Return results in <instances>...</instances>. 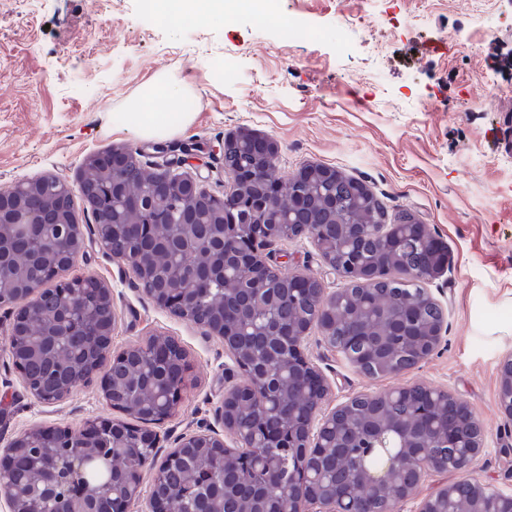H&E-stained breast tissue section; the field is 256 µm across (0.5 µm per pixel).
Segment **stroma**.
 <instances>
[{
    "label": "stroma",
    "instance_id": "stroma-1",
    "mask_svg": "<svg viewBox=\"0 0 512 512\" xmlns=\"http://www.w3.org/2000/svg\"><path fill=\"white\" fill-rule=\"evenodd\" d=\"M277 0L278 15L307 19L309 40L256 25L248 11L202 13L168 24L139 0H0V190L47 175L77 184L86 159L112 147L158 156L196 153L185 166L209 192L231 186L217 145L248 128L280 144L278 174L321 164L362 181L389 214L407 210L448 244L450 270L427 289L447 331L415 367L380 378L356 371L312 333L307 354L326 378V409L363 393L422 384L467 402L485 433L471 471L512 493V422L497 405V368L512 356V0ZM181 87L162 112H190L172 134L128 127L131 103L159 79ZM87 248L65 277L92 275L112 290L119 320L113 350L171 336L187 352L189 382L161 424L163 448L218 424L225 386L243 375L223 342L159 308L128 268L96 243L95 221L73 197ZM273 260L308 273L327 291L341 282L308 238L276 242ZM0 309V448L36 426L80 425L111 415L99 382L44 404L24 388Z\"/></svg>",
    "mask_w": 512,
    "mask_h": 512
}]
</instances>
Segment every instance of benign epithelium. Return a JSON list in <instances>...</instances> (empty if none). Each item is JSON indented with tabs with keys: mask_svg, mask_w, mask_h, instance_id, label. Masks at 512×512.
<instances>
[{
	"mask_svg": "<svg viewBox=\"0 0 512 512\" xmlns=\"http://www.w3.org/2000/svg\"><path fill=\"white\" fill-rule=\"evenodd\" d=\"M237 141L251 162L230 170L234 184L257 182L266 186L272 202L281 199L283 186L276 174V161L280 147L278 141L269 134L250 129L236 133ZM141 152L132 148H116L91 156V165L112 176L111 190L107 196L95 195L91 206L95 209L113 211L131 208L143 212V197L165 195L169 191L178 192L186 205L192 209L210 201L221 213H228L244 206L238 191L233 190L222 198L209 194L202 181L191 175L171 173L170 168L178 165L174 160L166 161L150 171L147 189L136 195H129L119 180L122 172L130 167L141 166ZM35 193L29 185L21 184L9 194H0V223L14 226L19 235L37 238L39 254L43 258L65 257L74 264L83 255L84 233L74 218L65 214L59 206L40 207L34 203ZM307 208L306 200L295 193L288 214H279V220L271 224L228 225L219 222L218 233L210 243H201L184 235L170 233L176 241L177 253L187 251L206 252V269L199 267H175L164 288L142 287L143 293L158 307L176 316L194 318L198 302L204 300L209 289V281L214 278L212 268L221 266L227 274L240 269L246 270L245 281L254 290L255 296L264 297L267 307H279L289 301L293 304L304 301L310 294L311 282L315 277L295 273L289 276L292 283L288 296L266 287L263 278L267 272H280L281 266L272 262L271 254L264 253L274 242L293 238L294 225L291 215ZM161 224L156 210H151L141 224H127L119 237H109L97 231V241L112 258L124 262L139 282H144L143 254L136 251L117 253L115 244L128 240L136 241L145 235L155 236ZM325 221L317 215L310 216L306 225V235L314 246L325 254L324 240L327 234ZM347 235L342 248L351 250L355 240L365 233L371 234L380 244L384 253L392 245L412 237H419L429 250L431 261L425 266L409 269L404 276L419 283L431 282L443 277L452 264L448 244L434 236L426 224H348ZM328 269L344 283L364 286L388 279L392 270L378 262H350L338 266L325 261ZM55 266L49 265L46 271L27 281L19 293L8 288L0 289V308L10 310L11 320L7 339L8 349L15 367L23 377L25 387L38 401L45 404L59 402L69 396L88 376L100 383L107 405L135 420H140L138 407L129 403L126 396L118 391L112 379L113 370L122 367L128 353L135 351L142 360L151 361L156 353L146 344H134L123 350H112V333L117 325V314H112L109 322H100L95 309L99 305L112 302L111 290L96 278H84L74 285L57 279L53 273ZM337 293L328 294L323 287L317 288L316 306L311 317L298 323L278 319L274 333L281 343L288 347V371L297 386L302 389L304 402L298 406L280 403L270 389L272 373H259L253 370L251 362L243 357L238 339L257 340L263 336L257 318H242L243 306L224 305V318L219 322L196 320L205 332L224 340L237 367L244 373L245 382L224 390V400L216 410L224 431L207 429L183 434L174 448L159 455L160 435L157 430L133 425L112 417L98 416L85 420L80 426L33 428L12 439L0 448V503H5L9 512H44L43 504L47 497L39 492V487L51 481L56 472L55 460L62 458L63 470L60 479L67 482L64 502L72 512H95L100 505L106 512H128L130 505L142 495L143 470L153 471L152 486L146 500L145 512H174L175 494L163 496L158 488L168 480L173 466L182 458L185 448L200 452L221 449L215 454V461L208 472V486L224 484V471L227 461H237L233 467L239 477L240 490L249 496L256 512H265L263 494L270 488L283 485L278 470L267 464L260 466L259 457L265 448L299 449L293 478L288 481L286 496L288 512H391V508L381 503L378 495L388 486L387 473L396 470L405 475V482L393 487L390 501L403 503L412 498L417 487L432 472L448 470L458 473L456 479L421 501L418 512H452L451 505L460 493H465L470 504L469 512H512V493L497 491L476 479L466 477L473 468L485 447L484 431L473 433L479 425L470 406L449 390H428V404L415 413L424 421L427 432L415 448H395L386 454L383 466L373 469L367 465L368 455L355 459L347 470L346 479L336 485V492L328 494L322 488L323 469L320 458L325 448H333V437L356 440L363 427L350 414L351 402L338 405L329 413L322 411L328 385L323 374L310 362L304 353V344L312 331H318L323 339L342 353L350 364L358 369L363 363L364 351L358 349L356 333H342L336 320ZM52 302L59 318L57 324L47 330V337L54 346H59L68 337L78 336L81 349L85 352L100 351V356L87 364L80 374L72 375L58 382L59 373L52 372L44 378L28 375L22 361V354L28 347L27 331L31 319L35 317L36 304L40 299ZM445 322H438L429 329L428 345L416 352L411 365L415 366L426 359L439 345L445 333ZM189 365L184 361L181 370L152 385L155 398L146 410L145 418L159 425L169 420L175 413L188 379ZM497 404L501 413L512 421V358L501 361L498 368ZM415 391L413 386L398 387L381 394H366L364 398L372 402L396 403L410 398ZM451 404L448 418L437 424L430 422L429 409L437 408L440 402ZM248 402L256 405L257 415L251 427L238 424V407ZM122 431L119 447L137 461L128 468L119 481L111 478L91 482L86 476V464L97 457L99 449L96 441L107 434ZM232 438L234 445L226 443ZM453 448L451 460L432 456L430 448ZM27 459V469L35 478L26 482L17 478L21 458ZM365 484L374 494L356 502L350 501L349 492L355 484Z\"/></svg>",
	"mask_w": 512,
	"mask_h": 512,
	"instance_id": "benign-epithelium-1",
	"label": "benign epithelium"
}]
</instances>
